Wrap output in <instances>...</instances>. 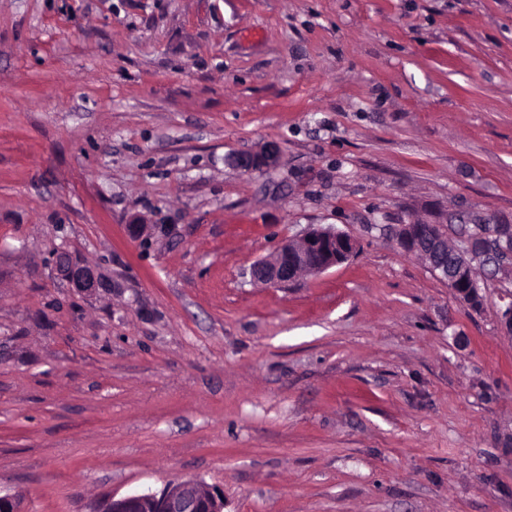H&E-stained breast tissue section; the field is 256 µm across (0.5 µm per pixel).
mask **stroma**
Instances as JSON below:
<instances>
[{
  "mask_svg": "<svg viewBox=\"0 0 512 512\" xmlns=\"http://www.w3.org/2000/svg\"><path fill=\"white\" fill-rule=\"evenodd\" d=\"M413 216L512 224V0H0V492L512 512V260L472 308ZM312 227L354 255L252 279ZM278 157V149L273 145H267L257 151L233 154L229 157V161L240 171L253 173L275 167ZM53 273L57 278L68 281L89 294L94 293L100 285L99 277L91 268L74 266L62 251L55 254Z\"/></svg>",
  "mask_w": 512,
  "mask_h": 512,
  "instance_id": "35a3bbf8",
  "label": "stroma"
}]
</instances>
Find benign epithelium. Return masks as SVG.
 Returning <instances> with one entry per match:
<instances>
[{"mask_svg": "<svg viewBox=\"0 0 512 512\" xmlns=\"http://www.w3.org/2000/svg\"><path fill=\"white\" fill-rule=\"evenodd\" d=\"M279 151L267 145L257 151L236 153L230 163L245 173L262 172L278 163ZM399 248L427 261L431 270L448 283L464 302L483 299L474 262L500 267L512 256V224H496L470 234L463 246L453 250L456 260H448V235L445 225L412 217L394 229ZM356 251V242L348 234L331 227H316L299 239L282 243L270 259L251 267V277L272 286H286L300 274H319L347 261ZM53 273L92 294L100 285L89 267L73 265L67 254H55ZM94 512H224V494L194 479L174 481L158 493L110 497Z\"/></svg>", "mask_w": 512, "mask_h": 512, "instance_id": "1", "label": "benign epithelium"}]
</instances>
